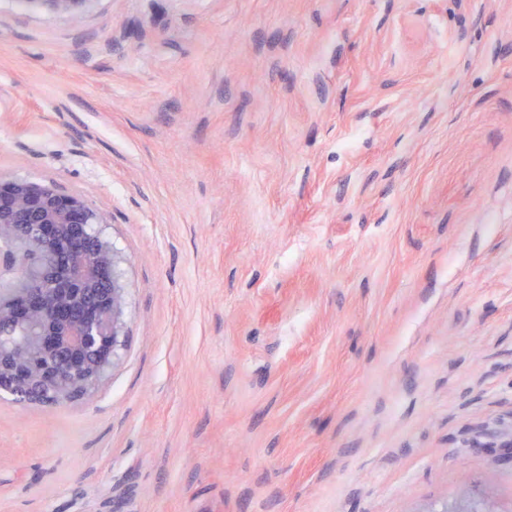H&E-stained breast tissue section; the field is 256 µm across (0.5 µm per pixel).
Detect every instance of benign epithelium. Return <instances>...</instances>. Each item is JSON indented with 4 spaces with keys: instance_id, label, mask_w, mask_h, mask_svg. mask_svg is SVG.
I'll return each instance as SVG.
<instances>
[{
    "instance_id": "benign-epithelium-1",
    "label": "benign epithelium",
    "mask_w": 512,
    "mask_h": 512,
    "mask_svg": "<svg viewBox=\"0 0 512 512\" xmlns=\"http://www.w3.org/2000/svg\"><path fill=\"white\" fill-rule=\"evenodd\" d=\"M89 0H25L77 22ZM80 196L0 175V265L26 279L33 260L56 277L41 292L0 293V391L20 404H69L109 376L124 336L119 256Z\"/></svg>"
}]
</instances>
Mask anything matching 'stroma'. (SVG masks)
Segmentation results:
<instances>
[{
    "instance_id": "obj_1",
    "label": "stroma",
    "mask_w": 512,
    "mask_h": 512,
    "mask_svg": "<svg viewBox=\"0 0 512 512\" xmlns=\"http://www.w3.org/2000/svg\"><path fill=\"white\" fill-rule=\"evenodd\" d=\"M0 174L127 288L0 512H512V0H0ZM88 0H25L28 9L37 8L54 14L69 17L78 22L83 14Z\"/></svg>"
}]
</instances>
